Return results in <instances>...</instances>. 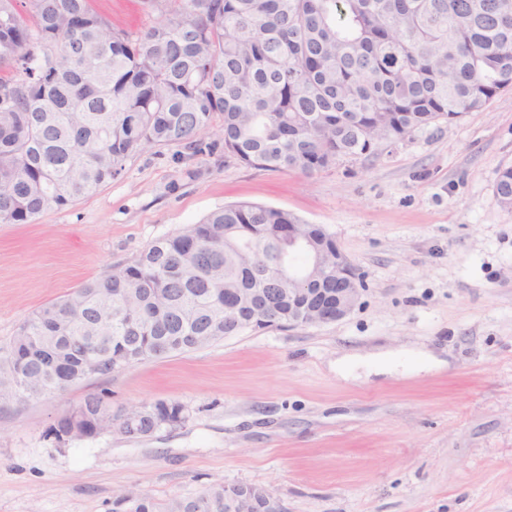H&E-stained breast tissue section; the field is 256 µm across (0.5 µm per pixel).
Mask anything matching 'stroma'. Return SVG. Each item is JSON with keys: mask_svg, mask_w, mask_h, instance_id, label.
<instances>
[{"mask_svg": "<svg viewBox=\"0 0 512 512\" xmlns=\"http://www.w3.org/2000/svg\"><path fill=\"white\" fill-rule=\"evenodd\" d=\"M113 27L151 24L140 0H95ZM512 92L489 107L344 157L312 176L181 146L129 158L95 193L31 224H0V349L43 304L157 239L237 202L322 225L362 276L354 310L269 327L0 407V512H110L250 484L288 512H512ZM447 352L416 376L337 373V356ZM113 413L159 400L185 419L142 438L50 436L88 393Z\"/></svg>", "mask_w": 512, "mask_h": 512, "instance_id": "1", "label": "stroma"}]
</instances>
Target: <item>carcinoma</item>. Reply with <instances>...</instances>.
Listing matches in <instances>:
<instances>
[{
  "instance_id": "obj_1",
  "label": "carcinoma",
  "mask_w": 512,
  "mask_h": 512,
  "mask_svg": "<svg viewBox=\"0 0 512 512\" xmlns=\"http://www.w3.org/2000/svg\"><path fill=\"white\" fill-rule=\"evenodd\" d=\"M94 0H0V224H31L119 176L153 147L214 135L247 166L311 176L368 156L512 91V0H141L154 25L118 30ZM219 124H214L215 119ZM495 197L512 208V167ZM294 214L256 203L211 212L25 320L0 352V405L284 326L328 302L322 277L296 304L274 271ZM89 394L58 428L97 417ZM183 406L140 409L139 433ZM224 485L112 512H234Z\"/></svg>"
}]
</instances>
